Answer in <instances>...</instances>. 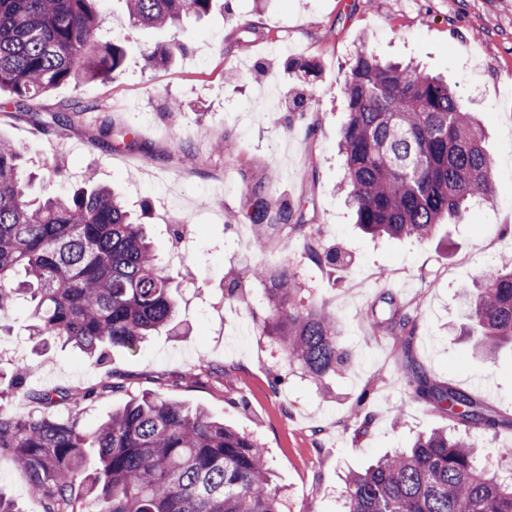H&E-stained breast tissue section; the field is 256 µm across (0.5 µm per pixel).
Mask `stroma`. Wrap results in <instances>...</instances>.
Masks as SVG:
<instances>
[{
  "mask_svg": "<svg viewBox=\"0 0 512 512\" xmlns=\"http://www.w3.org/2000/svg\"><path fill=\"white\" fill-rule=\"evenodd\" d=\"M184 28L189 51L166 70L143 56L169 42V30L131 25L123 0H103L102 41L126 49L121 74L53 89L30 109L0 107V141L20 146L36 175L32 196L66 194L86 174L113 186L128 209L145 213L159 255L168 227L183 224L188 270L180 286L181 335L162 331L139 350L113 349L93 368L59 344L33 352L26 310L0 316V371H23L25 388L93 391L82 406L86 423L106 418L131 396L163 393L205 409L263 446L286 512H340L347 472L366 468L386 451L448 427L445 416L406 390L407 358L434 381L474 392L512 418V351L487 361L476 350L462 299L481 269L512 253V0H231ZM253 25L248 53L236 44ZM413 62L447 78L481 120L485 147L496 160V198L462 221L442 224L429 241L370 238L355 223L340 184L338 144L347 121L344 76L357 51ZM315 61L317 76L289 70L288 61ZM88 112L58 125L74 104ZM131 127L133 147L103 137L102 124ZM227 137L234 151L214 149ZM265 182L272 198L301 208L320 230V244L343 258L337 268L312 263L303 237L275 238L257 252L245 218L247 188ZM293 266L307 302L326 304L342 319L340 342L352 349L350 370L326 390L285 366L281 351L260 334L263 286L255 263ZM387 278H380V271ZM237 281L243 300H229ZM396 291L417 313L410 349L392 334L372 336L364 314L380 289ZM284 375L273 386L275 375ZM114 388L103 391L104 383ZM368 394L369 425L355 410ZM0 491L21 512H42V496L7 457Z\"/></svg>",
  "mask_w": 512,
  "mask_h": 512,
  "instance_id": "stroma-1",
  "label": "stroma"
}]
</instances>
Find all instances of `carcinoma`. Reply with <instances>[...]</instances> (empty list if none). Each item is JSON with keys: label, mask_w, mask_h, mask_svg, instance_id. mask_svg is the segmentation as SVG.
I'll return each mask as SVG.
<instances>
[{"label": "carcinoma", "mask_w": 512, "mask_h": 512, "mask_svg": "<svg viewBox=\"0 0 512 512\" xmlns=\"http://www.w3.org/2000/svg\"><path fill=\"white\" fill-rule=\"evenodd\" d=\"M97 2L0 0V92L20 106L62 85L120 73L126 53L118 42H99L105 17ZM124 2L131 24L160 30L230 10L224 0ZM187 50L185 41L161 44L146 61L166 68ZM344 94L343 191L364 233L427 241L444 220L494 199L496 166L483 129L446 81L363 48ZM248 192L257 251L277 231L305 229L302 214L273 203L265 183ZM309 258L339 262L331 249L311 247ZM251 274L264 285L259 330L285 363L317 383L352 365L339 342L341 317L322 304L304 305L292 269L257 264ZM466 301L487 357L512 346V263L484 269ZM15 307L28 311L31 336H50L98 366L114 347L135 351L153 333L175 328L180 292L116 193L92 184L66 197L32 198L22 151L8 143L0 144V312ZM367 321L407 341L416 327L388 289ZM408 384L415 399L459 426L500 425L482 399L432 382L414 363ZM10 392L21 394L27 411L0 402V456L44 491L42 512H283L263 448L201 408L143 392L89 427L79 410L58 411L73 400L69 392L24 390L17 372L0 394ZM344 512H512V480L482 467L455 430L436 429L349 473Z\"/></svg>", "instance_id": "obj_1"}]
</instances>
